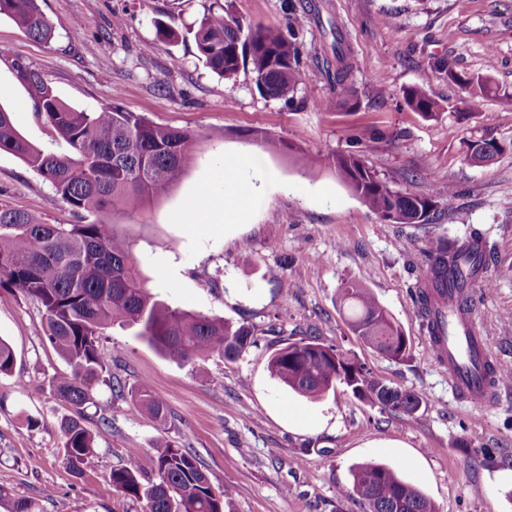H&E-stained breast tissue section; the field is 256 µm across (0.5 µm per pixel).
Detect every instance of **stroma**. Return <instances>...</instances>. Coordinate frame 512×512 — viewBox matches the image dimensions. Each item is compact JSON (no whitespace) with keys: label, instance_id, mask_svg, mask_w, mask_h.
<instances>
[{"label":"stroma","instance_id":"obj_1","mask_svg":"<svg viewBox=\"0 0 512 512\" xmlns=\"http://www.w3.org/2000/svg\"><path fill=\"white\" fill-rule=\"evenodd\" d=\"M210 2L41 0L55 29L48 44L0 18V107L36 147L65 145L38 117L20 63L37 68L77 110L115 102L197 136V154L170 193L121 217L122 230L157 299L247 324L258 338L232 362L210 355L178 363L134 328L108 329L100 347L111 370L83 419L96 465L79 474L63 456L62 424L74 412L51 387L69 367L44 334L37 302L0 296V338L15 355L13 373L0 375V486L38 500L41 512H144V502H120L110 473L132 457L152 479V445L164 436L192 451L214 488L229 491L230 512H364L344 492L352 468L369 462L396 467L438 512H512V393L489 411L458 395L433 358L414 295L431 240L480 235L482 277L493 288L473 286L475 314L494 361L512 369V208L505 206L512 201V0H224L246 24H282L289 5L306 9L292 104L261 96L249 67L227 80L199 59L191 29ZM161 22L178 31L177 40H159ZM337 31L355 66L350 105L316 64ZM441 60L489 77L492 92L470 105L437 69ZM414 85L438 103L436 118L407 106L404 91ZM366 128L379 133L368 162L393 188L424 196L438 179L456 193L451 210L430 224L391 223L330 167L304 166L305 156L351 150ZM488 131L505 150L485 165L468 162V143ZM251 152L260 154V169L244 164L225 179V162ZM230 192L260 197L238 224L224 221ZM0 202L73 221L50 186L5 152ZM204 205L215 225L199 231L191 209ZM347 281L370 289L401 326L407 359L384 358L350 330L338 300ZM311 328L374 377L418 394L420 408L393 415L343 385L318 400L288 390L271 375L270 355ZM143 379L166 409L163 423L112 393L114 382L130 387Z\"/></svg>","mask_w":512,"mask_h":512}]
</instances>
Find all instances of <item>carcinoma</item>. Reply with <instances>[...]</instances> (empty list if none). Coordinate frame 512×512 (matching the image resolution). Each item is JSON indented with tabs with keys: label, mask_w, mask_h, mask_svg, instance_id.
Here are the masks:
<instances>
[{
	"label": "carcinoma",
	"mask_w": 512,
	"mask_h": 512,
	"mask_svg": "<svg viewBox=\"0 0 512 512\" xmlns=\"http://www.w3.org/2000/svg\"><path fill=\"white\" fill-rule=\"evenodd\" d=\"M23 27L33 38L48 42L53 28L40 0H0V16ZM304 15L292 11L283 25L243 27L221 0H213L197 22L194 40L199 57L214 73L233 77L248 60L259 93L294 101L301 81L298 35ZM333 60L323 70L336 94L346 103L356 96L354 67L341 33H334ZM448 79L475 101L490 93L488 80L444 64ZM19 77L34 99L38 115L69 147L66 153L33 146L16 129L10 112L0 107V152L22 159L68 206L75 221L55 224L27 211L0 206V291L20 294L41 307L46 338L70 366L56 378L53 390L77 414L94 403L93 389L108 369L99 338L112 325L138 328L136 336L178 362L217 353L235 360L257 344L254 331L234 327L222 318L173 308L149 293L139 270L134 244L114 220L116 213L132 216L146 201L167 196L193 159L196 136L177 127L157 125L144 115L117 104L95 112L73 109L30 65L17 66ZM407 105L425 119L437 116L438 104L422 86L404 91ZM336 175L364 205L383 220L396 224H430L439 203L453 202L447 184L433 185L431 195L419 196L392 188L355 151L328 160ZM427 253L417 301L427 331L448 319V312L431 305L429 289L448 287L455 280L460 308L470 302L467 288L482 269L486 251L481 239L457 242L445 238ZM341 306L349 311L351 330L384 357L400 361L409 347L400 326L367 288L347 282L339 288ZM9 343L0 338V375L14 366ZM272 375L296 395L318 399L344 384L382 409L410 415L421 406L419 395L388 386L367 376L364 368L345 358L314 335L278 349L269 361ZM139 411L156 423L166 418L163 404L142 380L126 390ZM64 459L81 473L95 465L94 438L80 419L62 425ZM156 478L140 481L136 459L112 469L110 481L123 498L146 502V512H226L228 493L216 490L192 452L166 438L153 444ZM348 494L361 499L368 512H436L433 502L390 465L365 463L352 472ZM4 512H39L35 501L14 498L0 487Z\"/></svg>",
	"instance_id": "cac0c4a2"
}]
</instances>
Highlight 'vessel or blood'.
I'll return each instance as SVG.
<instances>
[{
	"instance_id": "b4317fda",
	"label": "vessel or blood",
	"mask_w": 512,
	"mask_h": 512,
	"mask_svg": "<svg viewBox=\"0 0 512 512\" xmlns=\"http://www.w3.org/2000/svg\"><path fill=\"white\" fill-rule=\"evenodd\" d=\"M491 354L474 311L453 318L443 330L442 343L434 350L435 361L445 368L456 388L479 408L490 409L494 393L512 387L502 371L486 376L482 367Z\"/></svg>"
}]
</instances>
